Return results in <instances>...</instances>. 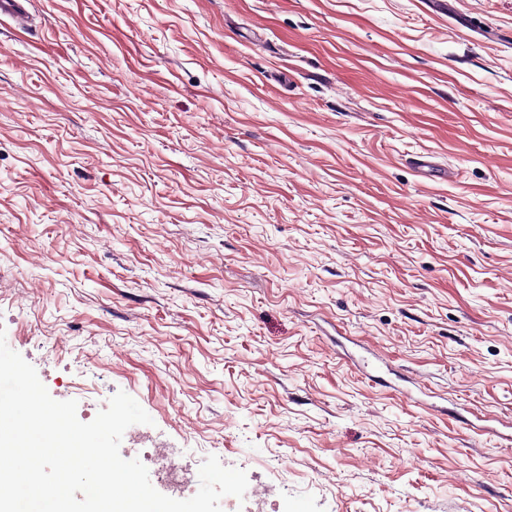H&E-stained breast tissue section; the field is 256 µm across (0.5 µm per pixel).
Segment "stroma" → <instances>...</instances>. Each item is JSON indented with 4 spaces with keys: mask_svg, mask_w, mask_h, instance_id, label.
I'll list each match as a JSON object with an SVG mask.
<instances>
[{
    "mask_svg": "<svg viewBox=\"0 0 512 512\" xmlns=\"http://www.w3.org/2000/svg\"><path fill=\"white\" fill-rule=\"evenodd\" d=\"M31 11L0 327L48 392L127 393L265 512H512V0Z\"/></svg>",
    "mask_w": 512,
    "mask_h": 512,
    "instance_id": "35a3bbf8",
    "label": "stroma"
}]
</instances>
